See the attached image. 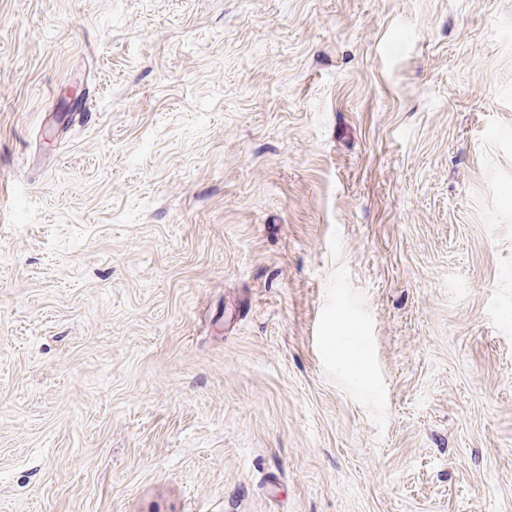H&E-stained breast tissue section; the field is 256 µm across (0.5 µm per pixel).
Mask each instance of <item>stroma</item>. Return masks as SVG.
<instances>
[{"label": "stroma", "instance_id": "stroma-1", "mask_svg": "<svg viewBox=\"0 0 512 512\" xmlns=\"http://www.w3.org/2000/svg\"><path fill=\"white\" fill-rule=\"evenodd\" d=\"M0 512H512V0H0Z\"/></svg>", "mask_w": 512, "mask_h": 512}]
</instances>
